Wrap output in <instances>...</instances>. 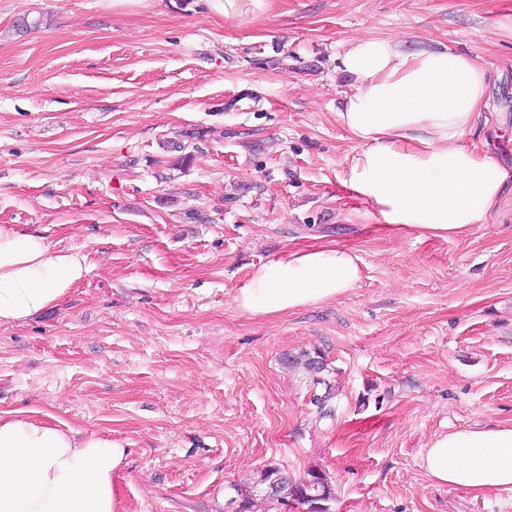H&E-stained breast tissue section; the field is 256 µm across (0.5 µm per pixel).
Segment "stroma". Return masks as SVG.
Segmentation results:
<instances>
[{"label":"stroma","mask_w":512,"mask_h":512,"mask_svg":"<svg viewBox=\"0 0 512 512\" xmlns=\"http://www.w3.org/2000/svg\"><path fill=\"white\" fill-rule=\"evenodd\" d=\"M365 37L482 61L464 143L512 170V0H271L232 19L206 0H0V225L87 258L60 303L0 326V416L126 443L125 512H234L270 463L325 470L330 512H512V490L479 497L422 462L437 436L512 424V194L449 240L366 217L336 121L338 58ZM324 238L358 251V287L239 310L255 267ZM314 350L322 386L287 363Z\"/></svg>","instance_id":"35a3bbf8"}]
</instances>
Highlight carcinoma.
I'll use <instances>...</instances> for the list:
<instances>
[{
    "mask_svg": "<svg viewBox=\"0 0 512 512\" xmlns=\"http://www.w3.org/2000/svg\"><path fill=\"white\" fill-rule=\"evenodd\" d=\"M306 371L317 378V383L325 382L320 374L325 371L324 358L317 351L301 354ZM286 484L290 490L289 498L305 507L306 512H330L328 503L335 499L333 486L329 476L322 470H309L302 478L295 479L276 464H268L260 470L253 484L241 493L242 502L236 512H249L251 500L259 496L265 501L286 505V501L267 494V488L274 485Z\"/></svg>",
    "mask_w": 512,
    "mask_h": 512,
    "instance_id": "obj_1",
    "label": "carcinoma"
}]
</instances>
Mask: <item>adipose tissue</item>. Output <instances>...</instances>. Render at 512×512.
<instances>
[{
    "label": "adipose tissue",
    "mask_w": 512,
    "mask_h": 512,
    "mask_svg": "<svg viewBox=\"0 0 512 512\" xmlns=\"http://www.w3.org/2000/svg\"><path fill=\"white\" fill-rule=\"evenodd\" d=\"M353 78L337 112L356 144L341 185L377 223L451 239L472 233L499 205L512 171L462 140L483 111L490 76L475 58L360 38L339 58ZM361 258L328 241L258 266L235 301L279 315L333 301L355 288ZM87 271L85 256L52 251L43 237L0 225V326L65 298ZM122 442L44 418L0 417V512H124L112 485ZM436 482L478 494L512 489V426L461 429L424 456Z\"/></svg>",
    "instance_id": "adipose-tissue-1"
}]
</instances>
